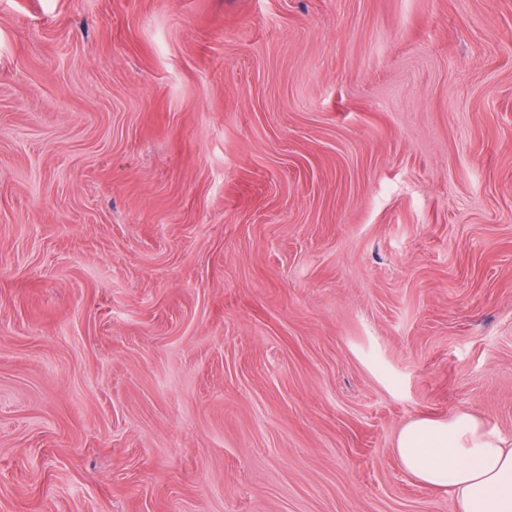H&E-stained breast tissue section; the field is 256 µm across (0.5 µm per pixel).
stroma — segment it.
I'll use <instances>...</instances> for the list:
<instances>
[{"label": "stroma", "instance_id": "35a3bbf8", "mask_svg": "<svg viewBox=\"0 0 512 512\" xmlns=\"http://www.w3.org/2000/svg\"><path fill=\"white\" fill-rule=\"evenodd\" d=\"M512 434V0H0V512H456ZM394 452L407 475L450 493L457 512H512V436L487 422L465 412L416 418Z\"/></svg>", "mask_w": 512, "mask_h": 512}]
</instances>
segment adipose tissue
Returning <instances> with one entry per match:
<instances>
[{"mask_svg": "<svg viewBox=\"0 0 512 512\" xmlns=\"http://www.w3.org/2000/svg\"><path fill=\"white\" fill-rule=\"evenodd\" d=\"M394 452L407 475L450 493L457 512H512V436L461 412L416 418Z\"/></svg>", "mask_w": 512, "mask_h": 512, "instance_id": "ef3b65f1", "label": "adipose tissue"}]
</instances>
